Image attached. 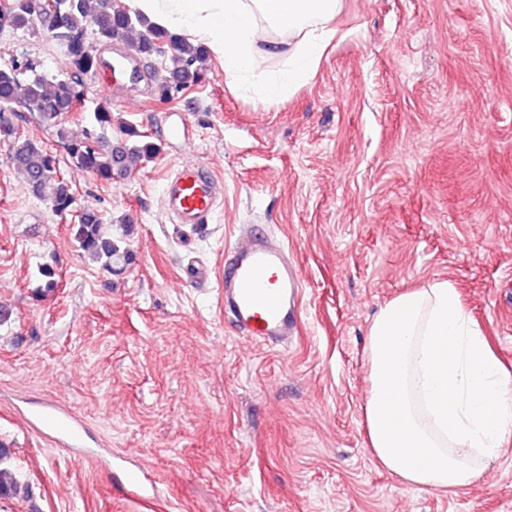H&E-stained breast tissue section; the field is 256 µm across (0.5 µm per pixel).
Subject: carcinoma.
<instances>
[{
    "mask_svg": "<svg viewBox=\"0 0 512 512\" xmlns=\"http://www.w3.org/2000/svg\"><path fill=\"white\" fill-rule=\"evenodd\" d=\"M33 0H0V32L26 30L31 27ZM45 31L64 47L75 69L72 75L53 74L30 67L0 66V138L11 141L9 157L12 167L24 178L31 193L47 200L60 215L73 211L76 198L69 183L57 172L56 158L43 145L17 135L4 113L20 107L55 130L69 156L82 169L99 180L110 182L153 158L158 147L146 136L126 126V139L117 142L100 131L112 126V110L98 106L95 124L84 138L73 140L65 126L66 112L76 98L84 97L83 77L95 72V60L85 48L87 35L100 42L129 38L143 55H152L162 47L168 49L165 73L158 82L162 100H170L201 74L199 64L208 54L206 46L159 28L144 17L121 6H108V0H55L54 13L41 21ZM105 220L97 209H79L72 226L74 241L102 270L110 273L130 261L129 250L121 247L112 235L103 232ZM28 493L10 470L0 467V497Z\"/></svg>",
    "mask_w": 512,
    "mask_h": 512,
    "instance_id": "obj_1",
    "label": "carcinoma"
}]
</instances>
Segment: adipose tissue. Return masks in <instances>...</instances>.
<instances>
[{"label":"adipose tissue","mask_w":512,"mask_h":512,"mask_svg":"<svg viewBox=\"0 0 512 512\" xmlns=\"http://www.w3.org/2000/svg\"><path fill=\"white\" fill-rule=\"evenodd\" d=\"M154 25L187 34L217 57L226 81L255 79L262 101L287 98L322 58L339 0H127ZM291 41L283 69L265 66ZM365 419L376 458L406 484L461 489L512 435L505 377L452 285L385 304L369 330Z\"/></svg>","instance_id":"obj_1"}]
</instances>
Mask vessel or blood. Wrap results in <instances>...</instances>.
I'll return each instance as SVG.
<instances>
[{
    "label": "vessel or blood",
    "mask_w": 512,
    "mask_h": 512,
    "mask_svg": "<svg viewBox=\"0 0 512 512\" xmlns=\"http://www.w3.org/2000/svg\"><path fill=\"white\" fill-rule=\"evenodd\" d=\"M106 86L120 91L139 85L138 58L132 52L112 56L105 64ZM218 180L204 164L181 166L167 184L165 204L182 224H204L213 214ZM302 274L282 242L263 229L242 233L224 253V305L253 343L278 344L298 335ZM67 446L81 439L80 426L61 415L50 418Z\"/></svg>",
    "instance_id": "1"
}]
</instances>
